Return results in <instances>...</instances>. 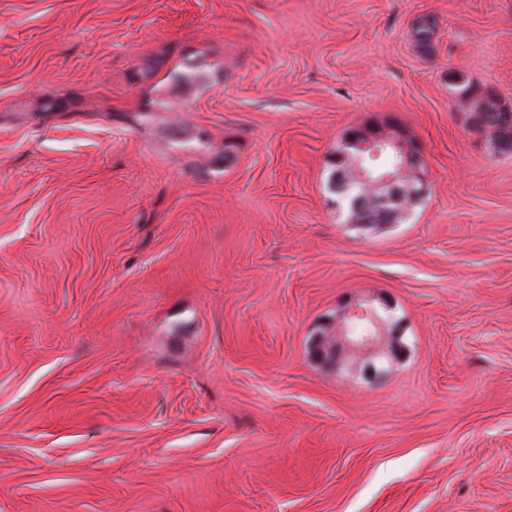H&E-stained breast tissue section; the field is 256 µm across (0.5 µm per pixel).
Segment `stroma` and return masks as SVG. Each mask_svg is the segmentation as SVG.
<instances>
[{"label": "stroma", "instance_id": "35a3bbf8", "mask_svg": "<svg viewBox=\"0 0 512 512\" xmlns=\"http://www.w3.org/2000/svg\"><path fill=\"white\" fill-rule=\"evenodd\" d=\"M454 72L512 109V0H0V512H512V153ZM372 126L426 190L361 227ZM382 296L380 377L315 356ZM389 132H380L377 128H371L364 133L358 132L351 134L348 139L344 141L343 154L336 156L340 161L337 169L342 170L343 181L339 182L334 178L336 170L331 172L329 182L333 190L342 197V200L347 204V201L354 196H363L368 204V212L360 215L352 210H349V215L354 224H365V226H374V224H386L388 214L385 216L380 213L388 209V205L381 202L384 195L372 188V183L381 179L384 175L394 173L397 164L399 163L393 156L388 153H380L376 157H372L369 152L358 154V150L350 145L354 144L365 151L372 150L373 155L376 154V147L392 146L403 154L404 164L410 162L418 164L417 153L408 150V148L401 143V136L394 134L395 139L390 138ZM350 144H346V142ZM362 170L366 175V180H359L356 176L355 169ZM386 187L388 195L385 196L386 200H390L393 204H410L419 200L424 193L425 184L423 181L401 184L399 182V175L389 174L381 179ZM373 214V216H372ZM367 221V222H364ZM372 221V222H368Z\"/></svg>", "mask_w": 512, "mask_h": 512}]
</instances>
